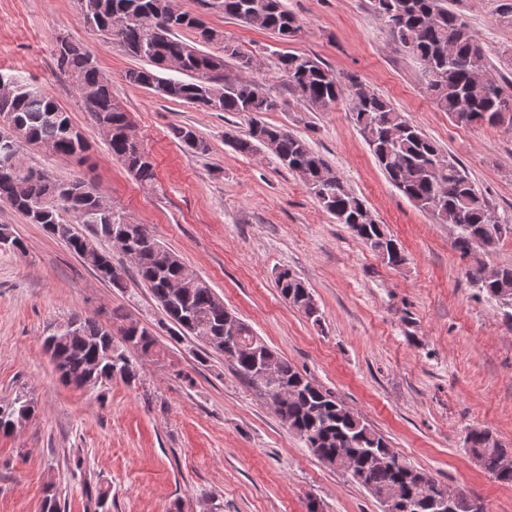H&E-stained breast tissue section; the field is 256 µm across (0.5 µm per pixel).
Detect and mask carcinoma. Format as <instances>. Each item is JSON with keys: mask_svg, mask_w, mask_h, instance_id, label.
<instances>
[{"mask_svg": "<svg viewBox=\"0 0 512 512\" xmlns=\"http://www.w3.org/2000/svg\"><path fill=\"white\" fill-rule=\"evenodd\" d=\"M444 2L370 0V5L393 41L419 60L426 90L439 109L460 125L512 124V97L504 95L503 88L489 75L483 48L468 24ZM77 6L84 23L97 30L105 41L117 39L130 56L148 63L126 71V81L213 112L250 117L247 134L224 133L227 144L245 156L266 148L284 168L305 175V184L337 223L346 225L387 264L398 267L406 263L402 249L390 248L395 239L387 226L369 218L364 200L321 155L287 129L255 118L263 112L278 111L282 101L248 74H224L225 58L237 60L240 70L250 61L237 45L224 40L199 16L176 11L171 0H77ZM220 7L241 21L249 13L259 12L252 26L269 30L281 39L293 36L298 29L296 18L280 0H220ZM185 29L195 34L193 40L181 38L180 32ZM214 41L223 43L224 55L200 49V45ZM55 56L58 68L72 77L77 90H95L94 120L112 129L108 140L112 158L121 162L139 183H153L155 166L151 159L138 155L136 146L127 138L129 116L112 99L110 85L93 53L63 38L56 41ZM173 58L180 61V73L189 75L191 80L160 75V71L169 69ZM275 69L314 110H327L342 95L339 80L314 56L280 54ZM2 78L12 81V86L10 97L0 99V107L8 108L18 140L37 147L49 144L58 156L85 155L88 143L75 132L67 112L49 94L15 76L0 74ZM348 88L353 120L388 179L416 207L458 229L453 249L466 263L467 279L478 292L496 301L504 309L505 321L512 324V267L500 268L493 275L480 256V251H487L512 235V218L497 216L464 168L390 101L364 88L354 76L349 77ZM173 135L193 153L209 150L206 140L188 124L175 127ZM86 187L80 179L59 181L40 168L23 162L15 166L0 158V201L21 211L30 223L43 225L80 259L85 261L96 255L90 268L112 287H125L128 274L134 273L160 305L166 321L175 327L174 333L207 337L210 349L223 355L246 383L266 393L276 389L292 392L276 409L277 415L319 461L338 470L340 456H348L353 469L345 472L346 477L372 496L399 486L403 502L399 512H440V488L449 492L446 512H484L481 503L461 490L439 483L404 458L396 467H371L370 455L391 447L383 434L359 414L344 411L342 400L309 380L242 319H237L238 340L228 342L224 321L231 312L204 278L181 289L179 296H171L170 286L181 279V257L161 246L145 225L131 224L114 210H99V195ZM65 213L71 219H65ZM78 224L91 226L92 235L77 231ZM121 238L130 241L129 250L124 252L131 264L129 269L115 266L111 251L101 245L103 240L111 243ZM2 247L25 251L23 242L5 224L0 225ZM275 283L289 303L312 324L321 325L314 297L299 277L283 269ZM65 325L69 329L56 330L44 339L45 350L58 362L63 381L78 388H94L115 378L128 384L138 380L136 364L127 361L123 352L114 350L109 330L95 319L74 313ZM126 330L127 336L146 352L155 344L153 334L144 326L130 323ZM259 351L275 362L276 378L272 382H262L253 371ZM23 411L36 412V402L25 394L0 405V431H11L10 422ZM465 445L492 478L502 485H512V467L503 462L508 449L492 431L470 429Z\"/></svg>", "mask_w": 512, "mask_h": 512, "instance_id": "cac0c4a2", "label": "carcinoma"}]
</instances>
